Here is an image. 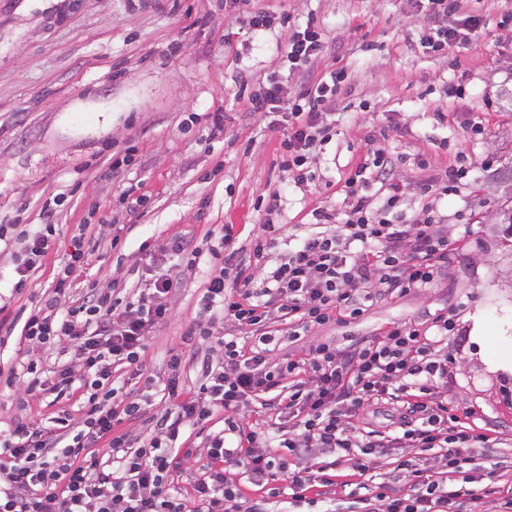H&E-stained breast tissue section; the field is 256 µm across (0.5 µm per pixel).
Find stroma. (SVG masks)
<instances>
[{
  "label": "stroma",
  "mask_w": 512,
  "mask_h": 512,
  "mask_svg": "<svg viewBox=\"0 0 512 512\" xmlns=\"http://www.w3.org/2000/svg\"><path fill=\"white\" fill-rule=\"evenodd\" d=\"M266 28L249 24L237 0H0V224L43 223L51 209L60 235L23 294L0 291L10 316L26 317L53 288L74 243L93 245L72 288L91 282L123 296L145 288L170 263L164 248L182 238L194 259L185 284L167 299L171 315L141 353L152 387L114 367L146 414L126 422L136 438L166 408L167 362L180 353V382L193 393L209 343L188 344L206 277L219 272V232L232 225L241 259L265 223L281 225L280 260L296 238L334 231L346 205L342 186L367 150L397 161L404 185L399 210L424 218L429 206L446 216L451 251L437 284L403 297H383L361 316L316 327L273 357L300 358L313 346L383 335L396 323L444 313L453 323L442 346L452 360L448 395L472 410L470 423L490 438L486 471L512 462V241L495 229L504 193H490L494 170L512 161V0H460L478 15L474 42L426 53L412 0H252ZM315 18L323 51L316 72L344 69L346 91L327 101L339 120L323 149L309 156L312 181L289 169L287 128L268 126L237 94L240 79L257 87L277 70L297 25ZM466 85L463 100L449 84ZM224 115L223 131L210 125ZM480 120L482 135L470 130ZM465 153L470 174L441 200L423 185ZM136 187L140 204L125 197ZM329 214L325 226L317 211ZM118 247H111L112 237ZM483 336H473L474 324ZM48 398L18 404L0 380V431L15 418L47 421Z\"/></svg>",
  "instance_id": "1"
}]
</instances>
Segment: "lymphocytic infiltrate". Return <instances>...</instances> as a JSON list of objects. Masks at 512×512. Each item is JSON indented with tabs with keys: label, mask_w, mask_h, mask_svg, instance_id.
<instances>
[{
	"label": "lymphocytic infiltrate",
	"mask_w": 512,
	"mask_h": 512,
	"mask_svg": "<svg viewBox=\"0 0 512 512\" xmlns=\"http://www.w3.org/2000/svg\"><path fill=\"white\" fill-rule=\"evenodd\" d=\"M456 11L454 0H425L421 13L427 24L419 36L424 50L464 45L476 37L482 18L459 20ZM321 49L320 27L308 21L285 52L289 73L307 78L299 97L284 99L274 75L248 97L252 111L287 125L288 162L300 182L311 178L307 155L327 139L330 115L324 104L345 84L341 70L307 77L308 63ZM376 180L387 191L378 208L366 193ZM343 193L348 205L336 231L301 236L272 267L264 261L277 243L279 227L264 225L256 237L252 268L241 263L231 231H224V267L209 279L201 319L189 330L205 340L216 338L224 357L203 362L202 380L189 397L179 381L183 357H171L166 390L176 405L154 414L152 432L134 441L112 433L142 413L138 402L113 385L112 368L125 364L133 375H142L140 353L169 316L162 299L183 286L187 244L171 239V269L131 298L91 285L82 299L65 306L61 299L71 293L72 282L59 277L51 296L26 317L22 334L35 346L66 344L72 357L49 370L28 361L18 396L50 390L65 399L78 385L88 391V400L81 419L61 409L44 424L18 420L8 436H0V512H268V499L286 494L324 503L340 475L323 466L310 470L307 462L316 455L345 463L357 486L367 487L353 512H464L465 506L499 493L502 512H512V491L504 494L484 484L474 461L487 435L453 414L442 347L447 316L436 315L427 324L397 323L378 339L343 346L323 342L301 360L271 362L273 321L288 320V334L297 339L333 314L355 318L378 297L432 288L448 263L443 216L432 212L416 222L399 213L404 188L388 178L382 152H367ZM56 236L52 224L32 232L0 225V244L22 246L23 258L8 281L12 293L27 288L30 272ZM230 277L237 283L231 291L226 288ZM241 336L249 339V352L239 351ZM287 377L293 384L283 400L279 388ZM256 398L267 399L269 408L290 422L287 437L273 443L246 428L243 410ZM385 401L406 408L387 440L362 426L366 408ZM218 407L226 413L224 428L208 436L206 462L190 494H183L170 474L190 460L193 450L177 439L186 426L209 420ZM383 446L408 450L411 456L399 462L397 483L366 486L375 451ZM434 449L440 452L438 464L426 467L425 454ZM242 476L266 480L265 498L244 501Z\"/></svg>",
	"instance_id": "f902f5d3"
}]
</instances>
